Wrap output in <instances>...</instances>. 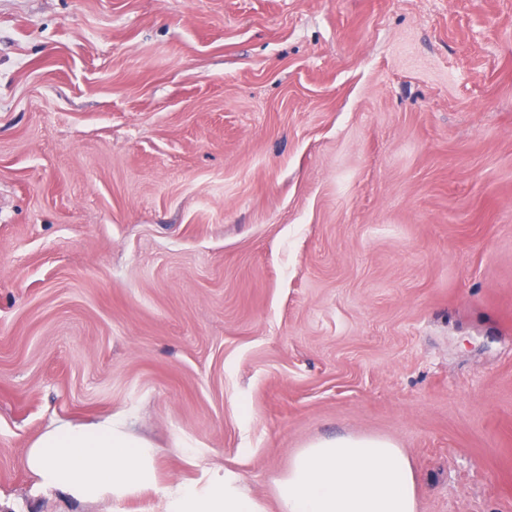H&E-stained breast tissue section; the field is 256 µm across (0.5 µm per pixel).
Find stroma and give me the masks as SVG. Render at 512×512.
Returning <instances> with one entry per match:
<instances>
[{"label":"stroma","mask_w":512,"mask_h":512,"mask_svg":"<svg viewBox=\"0 0 512 512\" xmlns=\"http://www.w3.org/2000/svg\"><path fill=\"white\" fill-rule=\"evenodd\" d=\"M110 415L155 485L37 488ZM338 435L512 512V0H0V512Z\"/></svg>","instance_id":"35a3bbf8"}]
</instances>
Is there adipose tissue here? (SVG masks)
<instances>
[{
  "label": "adipose tissue",
  "mask_w": 512,
  "mask_h": 512,
  "mask_svg": "<svg viewBox=\"0 0 512 512\" xmlns=\"http://www.w3.org/2000/svg\"><path fill=\"white\" fill-rule=\"evenodd\" d=\"M25 465L42 489L81 501L116 500L153 484L151 444L109 416L53 424ZM282 512H417L410 457L380 437L338 436L301 449L276 482ZM168 512H264L232 477L169 489Z\"/></svg>",
  "instance_id": "obj_1"
}]
</instances>
